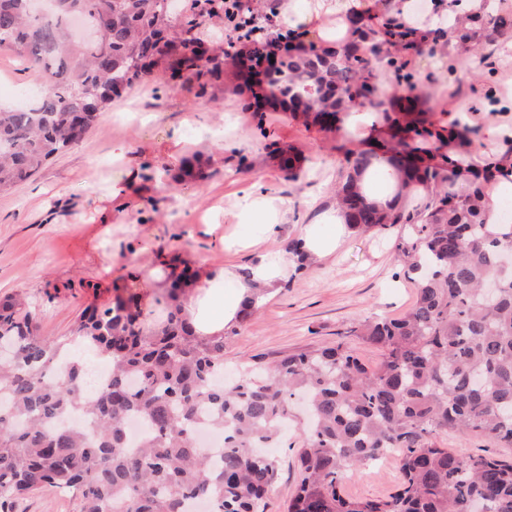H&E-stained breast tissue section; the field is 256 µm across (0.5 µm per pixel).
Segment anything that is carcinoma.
Instances as JSON below:
<instances>
[{
    "label": "carcinoma",
    "instance_id": "cac0c4a2",
    "mask_svg": "<svg viewBox=\"0 0 512 512\" xmlns=\"http://www.w3.org/2000/svg\"><path fill=\"white\" fill-rule=\"evenodd\" d=\"M30 0H0V49L40 72V92L28 106L0 109V193L25 183L51 159L78 145L96 116L156 67L172 81L208 89L224 82L227 47L210 50L200 36L204 18L224 0H195L198 13L179 24L167 0H52L36 19ZM104 24L79 37L72 18ZM512 29V5L473 20L461 38L476 51ZM287 50L267 75L271 108L295 107L306 96L313 120L336 121L340 99L375 90L373 62L336 52L309 54L291 34ZM368 48L381 61L374 28L355 24L348 47ZM401 92L416 85L407 63L393 59ZM390 132L380 151L348 152L336 183V201L357 231L397 228L394 261L416 284V301L402 317L365 320L351 328L380 354L373 369L346 342L251 357L244 374L224 382L226 332L195 331L184 298L189 269L170 263L164 307L143 316L134 296L108 307L88 306L68 335L39 331V313L23 299H0V512L45 486L69 494L79 512H186L205 500L210 512H264L278 459L258 452L282 448L294 398L306 402L301 429L300 481L285 512H512V461L460 454L436 440L440 432L468 430L512 447V267L500 254L512 232L486 224L481 185L454 189L455 161L442 153L443 136L424 119L406 125L384 113ZM407 154L405 177L428 193L422 203L381 211L366 202L355 176L383 154L392 163ZM203 179L199 160L187 157L172 175L147 179ZM498 283L493 303L487 283ZM265 295L244 298L235 322L245 321ZM92 353L111 372L96 394L87 392ZM80 413L87 428L59 418ZM144 432L130 442L128 420ZM207 423L223 433L219 461L200 448L195 431ZM394 454L400 472L395 493L354 499L341 490L346 474Z\"/></svg>",
    "mask_w": 512,
    "mask_h": 512
}]
</instances>
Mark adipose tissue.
Wrapping results in <instances>:
<instances>
[{"instance_id": "ef3b65f1", "label": "adipose tissue", "mask_w": 512, "mask_h": 512, "mask_svg": "<svg viewBox=\"0 0 512 512\" xmlns=\"http://www.w3.org/2000/svg\"><path fill=\"white\" fill-rule=\"evenodd\" d=\"M367 5L365 0H286L278 12L279 22L292 30L304 31L307 38L321 39L324 46L339 49L347 42L350 21L359 19ZM333 16L332 25L320 24L321 16ZM366 197L383 208L389 209L400 203L405 187L386 160L375 161L373 167L361 176ZM349 228L340 209L332 208L319 217L317 223L306 225L300 234L304 250L314 256L335 251L339 240ZM215 279H202L195 295L188 304V311L198 332H221L234 320L239 303L247 291L244 283H237L235 292L225 295L220 310L211 306Z\"/></svg>"}]
</instances>
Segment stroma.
Returning <instances> with one entry per match:
<instances>
[{
	"instance_id": "obj_1",
	"label": "stroma",
	"mask_w": 512,
	"mask_h": 512,
	"mask_svg": "<svg viewBox=\"0 0 512 512\" xmlns=\"http://www.w3.org/2000/svg\"><path fill=\"white\" fill-rule=\"evenodd\" d=\"M408 60L419 100L430 120L447 121L460 107L474 133L468 148L451 144L459 164L512 156V52L480 63L469 47L448 51L437 72ZM493 109H486V102ZM241 96L215 100L173 86L161 71L124 92L101 113L85 139L53 158L26 184L0 195V298L21 292L40 314L42 335H65L89 305L112 304L128 286L142 310L157 306L166 262L179 256L201 276L240 273L288 256L303 226L336 203V183L349 151L362 149L365 131L343 125L324 129L298 112H277L259 131ZM498 137L483 133L488 123ZM275 142L299 158L296 177H286L266 149ZM199 154L211 176L170 184L144 181V173L177 169ZM280 205L274 235L259 214L245 212L244 194ZM393 231L351 233L328 256L273 282L259 309L227 339L224 367L243 372L251 356L333 344L365 318L402 316L415 300V285L393 261ZM279 458V474L265 512H284L299 474L295 450ZM400 474L394 460L366 463L343 484L346 495L384 498Z\"/></svg>"
}]
</instances>
